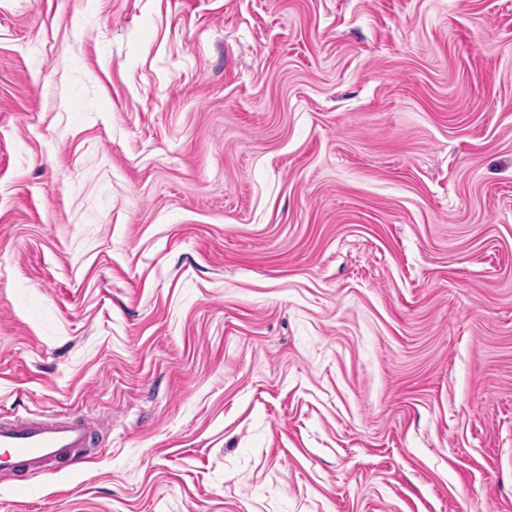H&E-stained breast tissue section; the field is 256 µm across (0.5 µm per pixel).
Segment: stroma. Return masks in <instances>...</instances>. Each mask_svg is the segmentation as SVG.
Here are the masks:
<instances>
[{"label":"stroma","instance_id":"35a3bbf8","mask_svg":"<svg viewBox=\"0 0 512 512\" xmlns=\"http://www.w3.org/2000/svg\"><path fill=\"white\" fill-rule=\"evenodd\" d=\"M0 512H512V0H0ZM92 423L79 417L0 420V473L23 481L29 475L67 472L96 462Z\"/></svg>","mask_w":512,"mask_h":512}]
</instances>
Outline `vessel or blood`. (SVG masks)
<instances>
[{
    "label": "vessel or blood",
    "instance_id": "1",
    "mask_svg": "<svg viewBox=\"0 0 512 512\" xmlns=\"http://www.w3.org/2000/svg\"><path fill=\"white\" fill-rule=\"evenodd\" d=\"M94 428L79 418L0 420V473L17 479L96 462Z\"/></svg>",
    "mask_w": 512,
    "mask_h": 512
}]
</instances>
